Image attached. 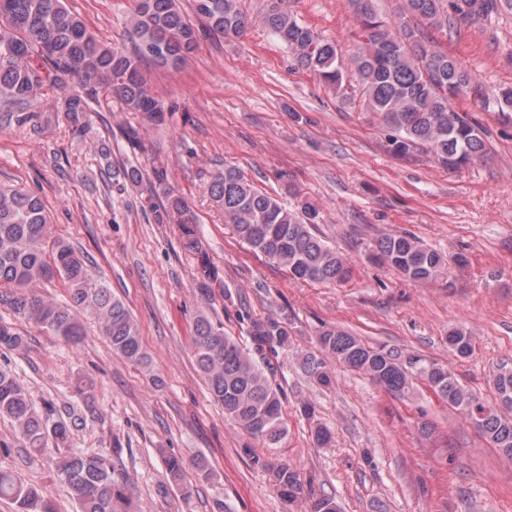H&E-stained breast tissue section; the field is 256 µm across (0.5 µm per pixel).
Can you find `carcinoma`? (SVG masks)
Segmentation results:
<instances>
[{"label": "carcinoma", "mask_w": 512, "mask_h": 512, "mask_svg": "<svg viewBox=\"0 0 512 512\" xmlns=\"http://www.w3.org/2000/svg\"><path fill=\"white\" fill-rule=\"evenodd\" d=\"M204 26L194 25L177 0H134L130 38L134 52L98 42L63 0H0V21L13 32L5 59L0 60V125L31 121L44 77L63 88L76 79L81 91L63 97L62 112L71 131L88 129L90 103L104 90L129 112L160 122L164 107L147 87L141 60L177 67L194 51L203 36H238L248 24L237 0H194ZM358 26V43L350 62L332 41L300 23L282 0H271L260 23L288 46L304 67L324 82L341 87L348 75L358 82L367 111L388 131L391 150L406 157L424 150L449 169H459L488 153V131L469 112L454 103L471 98L485 109L512 111V87L489 92L448 49L429 35L447 33L462 25L494 19L512 8V0H404L406 18L382 17L375 0H349ZM210 197L224 210L233 233L249 248L264 254L291 278L315 284H342L352 273L350 261L317 234L319 210L308 201L294 208L262 191L235 167L213 173ZM145 204L157 224L178 215L183 247L197 255L196 281L201 306L192 323L196 362L224 417L250 436L273 446L285 432L281 395L261 363L265 352L288 346V316L256 319L242 313L248 324L251 348L224 331L211 315L212 289L223 287L216 268L203 250L197 217L175 192L166 171L153 170V190ZM370 256L405 280L436 281L448 274L444 253L406 232H383L368 246ZM60 276L67 286L65 304L48 299L35 286ZM0 293L13 312L76 344L84 334L81 319L96 323L112 350L133 364H145L140 330L125 304L112 296L103 281L89 274L84 262L63 239H50V222L40 198L0 188ZM449 351L464 359L473 353L470 332L462 327L446 336ZM317 342L321 355L302 356L304 374L321 386L331 383L330 365L357 372L394 396L410 391L416 380L456 409L492 447L512 460V370L499 369L490 377L496 399L482 400L462 386L451 368L420 354L373 346L338 326L324 325ZM26 343L16 329L0 324V349L15 350ZM261 359H256V356ZM76 394L93 411L94 387L85 380ZM54 406L37 410L27 389L12 374L0 370V417L11 420L25 447L36 452L53 443L57 450L56 481L78 501L80 512H130L124 489L114 478L112 454L69 446L72 426L51 420ZM167 480L185 496L182 458L165 459ZM274 481L288 499L302 491L297 474L285 465L272 469ZM0 499L16 505V512H55L50 494L19 476L0 472Z\"/></svg>", "instance_id": "carcinoma-1"}]
</instances>
